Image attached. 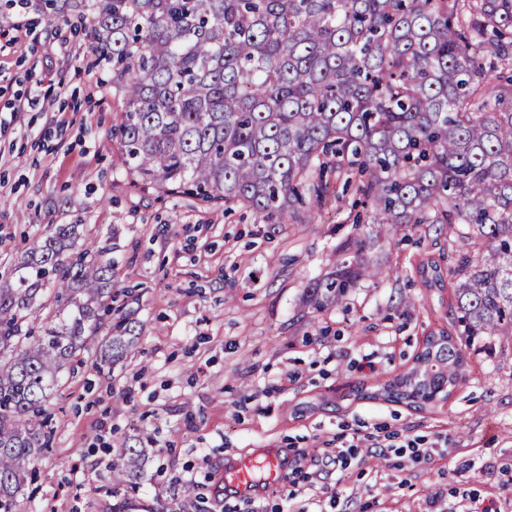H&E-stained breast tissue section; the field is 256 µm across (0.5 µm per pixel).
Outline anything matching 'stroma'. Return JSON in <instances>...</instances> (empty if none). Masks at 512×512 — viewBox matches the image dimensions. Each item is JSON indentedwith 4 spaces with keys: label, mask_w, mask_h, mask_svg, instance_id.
<instances>
[{
    "label": "stroma",
    "mask_w": 512,
    "mask_h": 512,
    "mask_svg": "<svg viewBox=\"0 0 512 512\" xmlns=\"http://www.w3.org/2000/svg\"><path fill=\"white\" fill-rule=\"evenodd\" d=\"M36 104H28V97ZM117 102L74 17L45 0L0 6V273L50 224L107 241L112 305L141 330L123 357L96 350L64 369L47 406L55 433L18 512H112L109 444L149 452L140 492L158 512H512V343L479 346L447 400L412 409L383 384L428 334L454 332L451 288L418 268L447 252L424 224L390 228L377 250L397 269L319 315L302 305L355 227L354 191L302 224L260 221L132 187L112 140ZM420 436L452 452L414 461L363 448L312 481L260 501L214 493L226 458L259 448L322 456L342 430Z\"/></svg>",
    "instance_id": "stroma-1"
}]
</instances>
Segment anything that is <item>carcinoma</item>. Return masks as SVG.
<instances>
[{
	"mask_svg": "<svg viewBox=\"0 0 512 512\" xmlns=\"http://www.w3.org/2000/svg\"><path fill=\"white\" fill-rule=\"evenodd\" d=\"M108 70L118 151L131 186L257 217L299 220L346 175L369 223L447 230L448 266H421L429 289L454 280L458 334H431L383 399L415 409L448 399L465 348L512 340V0H67ZM380 236L336 248L308 284L313 311L390 271ZM109 248L50 224L0 282V512H18L54 433L46 409L58 373L112 312ZM74 310L35 336L43 289ZM102 362L120 359L131 314ZM130 488L145 448L114 444ZM112 512H154L132 497Z\"/></svg>",
	"mask_w": 512,
	"mask_h": 512,
	"instance_id": "1",
	"label": "carcinoma"
}]
</instances>
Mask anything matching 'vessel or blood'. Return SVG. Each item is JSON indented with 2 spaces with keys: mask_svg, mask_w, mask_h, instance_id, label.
Here are the masks:
<instances>
[{
  "mask_svg": "<svg viewBox=\"0 0 512 512\" xmlns=\"http://www.w3.org/2000/svg\"><path fill=\"white\" fill-rule=\"evenodd\" d=\"M287 472V449L260 448L252 454L227 459L220 487L234 497L258 498L284 481Z\"/></svg>",
  "mask_w": 512,
  "mask_h": 512,
  "instance_id": "vessel-or-blood-1",
  "label": "vessel or blood"
}]
</instances>
